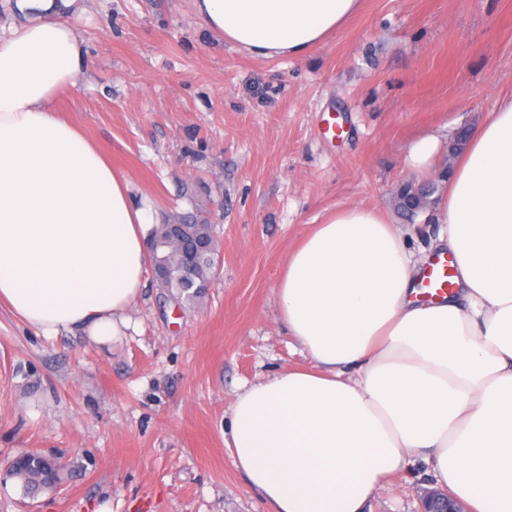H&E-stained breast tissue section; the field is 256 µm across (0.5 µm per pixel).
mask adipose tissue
Here are the masks:
<instances>
[{"label": "adipose tissue", "mask_w": 512, "mask_h": 512, "mask_svg": "<svg viewBox=\"0 0 512 512\" xmlns=\"http://www.w3.org/2000/svg\"><path fill=\"white\" fill-rule=\"evenodd\" d=\"M80 0H15L0 24V307L46 337L107 342L145 287L147 211L59 110L87 57ZM362 0H196L201 24L263 58L326 42ZM435 219L455 289L426 302L423 255L351 206L289 253L279 320L309 357L238 393L224 440L274 512H362L423 457L472 512H512V96L470 136Z\"/></svg>", "instance_id": "ef3b65f1"}]
</instances>
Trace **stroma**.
<instances>
[{"label": "stroma", "instance_id": "35a3bbf8", "mask_svg": "<svg viewBox=\"0 0 512 512\" xmlns=\"http://www.w3.org/2000/svg\"><path fill=\"white\" fill-rule=\"evenodd\" d=\"M82 7L70 24L87 67L59 107L151 223L215 226L217 271L178 313L147 283L110 343L47 338L0 309V512H271L224 427L243 387L308 363L279 321L288 253L348 206L383 210L431 251L445 225L401 222L395 196L436 180L454 134L512 95V0H363L326 42L274 59L218 40L194 0ZM425 136L441 149L421 173L406 158ZM31 450L63 467L33 498L11 471ZM434 486L416 462L365 512H420Z\"/></svg>", "mask_w": 512, "mask_h": 512}]
</instances>
